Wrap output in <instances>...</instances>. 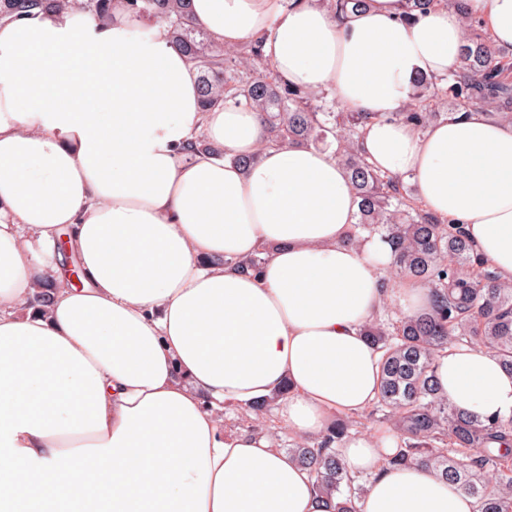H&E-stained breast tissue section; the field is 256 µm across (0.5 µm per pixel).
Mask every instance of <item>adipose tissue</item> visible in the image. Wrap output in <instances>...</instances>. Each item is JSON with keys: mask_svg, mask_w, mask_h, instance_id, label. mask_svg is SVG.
I'll list each match as a JSON object with an SVG mask.
<instances>
[{"mask_svg": "<svg viewBox=\"0 0 512 512\" xmlns=\"http://www.w3.org/2000/svg\"><path fill=\"white\" fill-rule=\"evenodd\" d=\"M467 2L512 46V0ZM112 11L105 29L74 10L0 23V512H324L271 434L225 432L224 406L270 398L289 433L322 437L377 398L364 325L391 296L410 314L430 293L391 276L380 235L349 242L359 200L333 151L267 144L248 109L202 111L196 68L159 29L133 31L122 0ZM192 16L224 48L261 40L289 85L374 113L358 153L409 177L512 282V122L466 112L421 132L396 118L414 74L459 65L454 11L193 0ZM199 138L216 153L188 151ZM257 253L258 271L235 266ZM435 379L463 411L512 417V372L481 346L438 353ZM341 448L372 476L359 512H479L432 465L385 466L390 434Z\"/></svg>", "mask_w": 512, "mask_h": 512, "instance_id": "obj_1", "label": "adipose tissue"}]
</instances>
